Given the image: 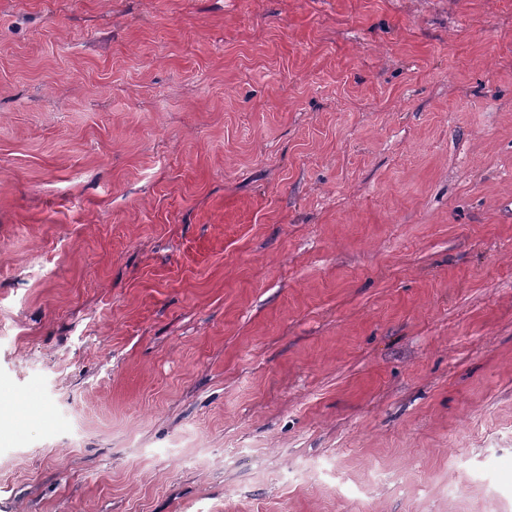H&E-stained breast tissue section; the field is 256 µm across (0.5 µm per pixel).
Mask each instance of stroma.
I'll list each match as a JSON object with an SVG mask.
<instances>
[{
  "label": "stroma",
  "instance_id": "35a3bbf8",
  "mask_svg": "<svg viewBox=\"0 0 512 512\" xmlns=\"http://www.w3.org/2000/svg\"><path fill=\"white\" fill-rule=\"evenodd\" d=\"M0 512H512V0H0Z\"/></svg>",
  "mask_w": 512,
  "mask_h": 512
}]
</instances>
